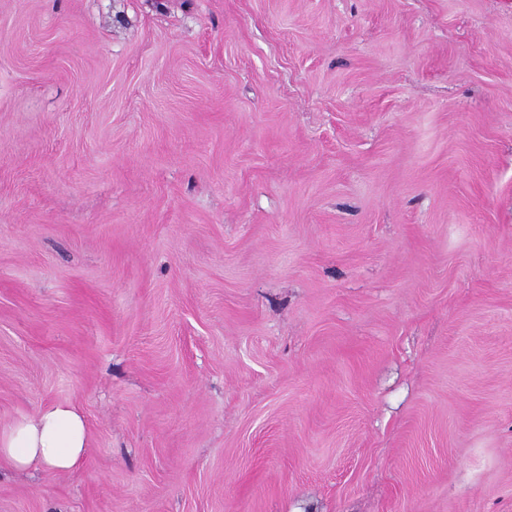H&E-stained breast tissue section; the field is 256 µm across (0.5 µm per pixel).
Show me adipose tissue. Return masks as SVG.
Instances as JSON below:
<instances>
[{
  "instance_id": "adipose-tissue-1",
  "label": "adipose tissue",
  "mask_w": 512,
  "mask_h": 512,
  "mask_svg": "<svg viewBox=\"0 0 512 512\" xmlns=\"http://www.w3.org/2000/svg\"><path fill=\"white\" fill-rule=\"evenodd\" d=\"M83 415L72 405L53 404L0 430V462L17 471L71 473L88 446Z\"/></svg>"
}]
</instances>
